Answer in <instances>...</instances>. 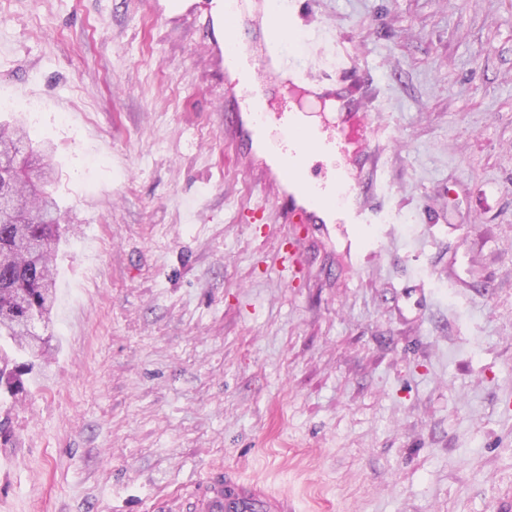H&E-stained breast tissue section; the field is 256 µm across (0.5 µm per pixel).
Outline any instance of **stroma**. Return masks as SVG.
<instances>
[{
  "instance_id": "1",
  "label": "stroma",
  "mask_w": 512,
  "mask_h": 512,
  "mask_svg": "<svg viewBox=\"0 0 512 512\" xmlns=\"http://www.w3.org/2000/svg\"><path fill=\"white\" fill-rule=\"evenodd\" d=\"M352 51L368 207L250 224L198 19L0 0V120L53 150V353L0 398V512H159L212 469L297 512L512 499V0H311ZM304 270L281 280L277 256Z\"/></svg>"
}]
</instances>
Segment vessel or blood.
Returning <instances> with one entry per match:
<instances>
[{
	"instance_id": "1",
	"label": "vessel or blood",
	"mask_w": 512,
	"mask_h": 512,
	"mask_svg": "<svg viewBox=\"0 0 512 512\" xmlns=\"http://www.w3.org/2000/svg\"><path fill=\"white\" fill-rule=\"evenodd\" d=\"M308 7V0H225L224 14H210L205 24L209 57L226 85L224 133L249 155L253 128L278 116L280 162L257 169L255 182L277 200L280 223H324L323 204L334 195L345 204L348 223L372 224L377 214L361 202L359 180L341 179L330 192L307 170L312 148L341 150L366 140L369 131L366 113L337 88L319 59L300 66L288 62L286 46ZM286 87L338 112L337 132L319 137L313 130L295 127L290 113L275 111L274 103ZM164 512H296V505L288 494L228 467L208 474L189 500L171 498Z\"/></svg>"
}]
</instances>
